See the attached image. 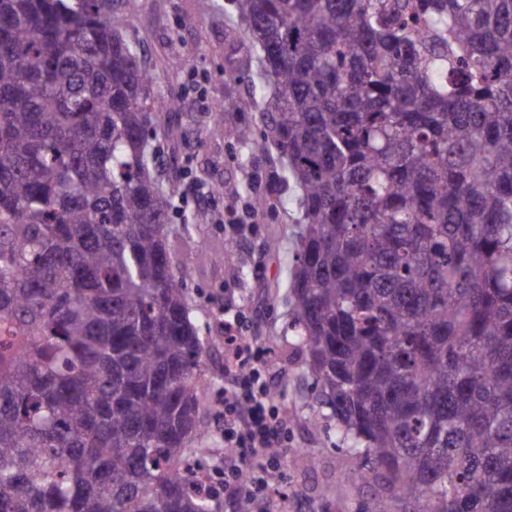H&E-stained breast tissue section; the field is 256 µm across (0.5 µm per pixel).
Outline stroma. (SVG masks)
I'll return each instance as SVG.
<instances>
[{
	"instance_id": "35a3bbf8",
	"label": "stroma",
	"mask_w": 512,
	"mask_h": 512,
	"mask_svg": "<svg viewBox=\"0 0 512 512\" xmlns=\"http://www.w3.org/2000/svg\"><path fill=\"white\" fill-rule=\"evenodd\" d=\"M127 35L180 103L178 133L162 145L159 169L177 178L182 205L171 217V259L185 274L190 317L206 345L199 403L209 430L191 450L204 463L209 483L223 486L224 437L212 428L224 398L220 320L265 348L271 395L287 420L279 462L283 481L250 505L217 498L216 512H369L376 491L357 479L360 461L340 449L335 421L310 422L314 378L304 353L285 334L290 307L274 295L296 254L299 213L292 194L272 177L274 153L211 131L214 117L257 126L266 110L270 94L261 87L245 24L231 0H141ZM188 56L194 59L189 67L182 63ZM197 181L215 188L203 206L188 200ZM260 195L271 206L235 228L245 204Z\"/></svg>"
}]
</instances>
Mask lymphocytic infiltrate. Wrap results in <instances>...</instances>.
Returning <instances> with one entry per match:
<instances>
[{"label":"lymphocytic infiltrate","instance_id":"f902f5d3","mask_svg":"<svg viewBox=\"0 0 512 512\" xmlns=\"http://www.w3.org/2000/svg\"><path fill=\"white\" fill-rule=\"evenodd\" d=\"M264 350L254 339L224 325V376L230 388L224 399V492L229 499L251 502L266 489L257 473L269 460L268 449L279 447L283 423L273 404Z\"/></svg>","mask_w":512,"mask_h":512}]
</instances>
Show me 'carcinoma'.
<instances>
[{
    "label": "carcinoma",
    "instance_id": "cac0c4a2",
    "mask_svg": "<svg viewBox=\"0 0 512 512\" xmlns=\"http://www.w3.org/2000/svg\"><path fill=\"white\" fill-rule=\"evenodd\" d=\"M232 2L275 82L312 423L373 512H512V0ZM139 7L0 0V512H212L155 171L179 104L126 36Z\"/></svg>",
    "mask_w": 512,
    "mask_h": 512
}]
</instances>
